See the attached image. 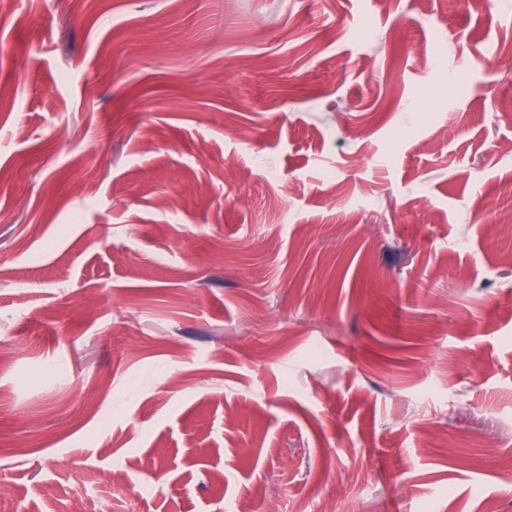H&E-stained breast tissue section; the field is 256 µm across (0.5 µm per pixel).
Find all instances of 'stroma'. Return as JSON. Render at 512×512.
Here are the masks:
<instances>
[{
  "label": "stroma",
  "mask_w": 512,
  "mask_h": 512,
  "mask_svg": "<svg viewBox=\"0 0 512 512\" xmlns=\"http://www.w3.org/2000/svg\"><path fill=\"white\" fill-rule=\"evenodd\" d=\"M499 3L8 0L0 512H512Z\"/></svg>",
  "instance_id": "obj_1"
}]
</instances>
